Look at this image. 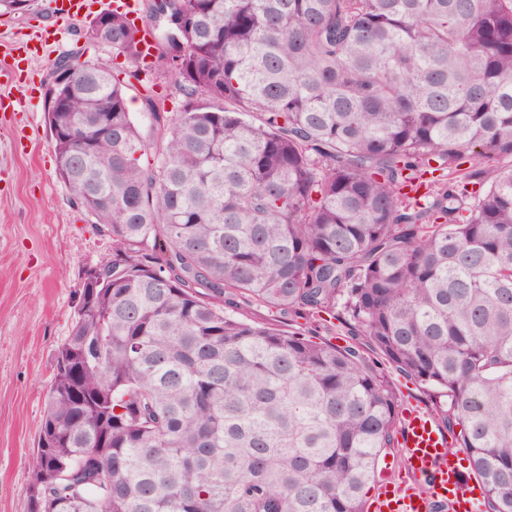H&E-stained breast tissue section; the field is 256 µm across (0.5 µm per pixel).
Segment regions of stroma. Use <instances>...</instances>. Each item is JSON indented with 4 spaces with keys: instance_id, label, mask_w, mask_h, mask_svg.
I'll return each instance as SVG.
<instances>
[{
    "instance_id": "obj_1",
    "label": "stroma",
    "mask_w": 512,
    "mask_h": 512,
    "mask_svg": "<svg viewBox=\"0 0 512 512\" xmlns=\"http://www.w3.org/2000/svg\"><path fill=\"white\" fill-rule=\"evenodd\" d=\"M85 26L42 7L0 15V45L55 34L29 66L34 99L0 113V512H27L56 350L75 317L84 269L112 252L109 237L69 201L44 112L42 87L59 58L112 57L111 48L86 44Z\"/></svg>"
}]
</instances>
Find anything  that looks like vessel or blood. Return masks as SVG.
<instances>
[{
	"label": "vessel or blood",
	"instance_id": "b4317fda",
	"mask_svg": "<svg viewBox=\"0 0 512 512\" xmlns=\"http://www.w3.org/2000/svg\"><path fill=\"white\" fill-rule=\"evenodd\" d=\"M48 33L34 36L32 43L13 45L0 51V111H18L31 98L32 85L22 80V62L39 57V47ZM401 445L405 457L403 473L383 476L371 512H429L431 504L445 503L453 512H470L478 486L448 449V435L428 413L414 410L404 414Z\"/></svg>",
	"mask_w": 512,
	"mask_h": 512
}]
</instances>
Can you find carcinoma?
Segmentation results:
<instances>
[{
	"label": "carcinoma",
	"instance_id": "1",
	"mask_svg": "<svg viewBox=\"0 0 512 512\" xmlns=\"http://www.w3.org/2000/svg\"><path fill=\"white\" fill-rule=\"evenodd\" d=\"M143 8L151 45L114 11L84 37L115 62L46 87L112 254L56 352L28 512H367L400 431L367 346L440 399L484 512H512V0ZM243 303L315 327L340 306L357 334ZM242 313L250 319L256 320V321H264L266 319H275L273 323L275 325H278L280 328L289 330V331H295V332H301L304 334L307 333V328L310 327V325H302L305 323L304 320L299 319L298 322H293L288 319V316H284L283 314H279L275 312V310L271 311L266 308H259V307H248L244 308L242 310ZM301 323V324H300ZM335 317L336 319H330L328 315H323V318L331 320L335 327L330 323H326L330 326V328H332V330L327 331L324 328L318 329L319 337L323 340H330L333 344L343 346L345 345L346 340H348V328L346 324L347 317L339 306L336 307Z\"/></svg>",
	"mask_w": 512,
	"mask_h": 512
}]
</instances>
